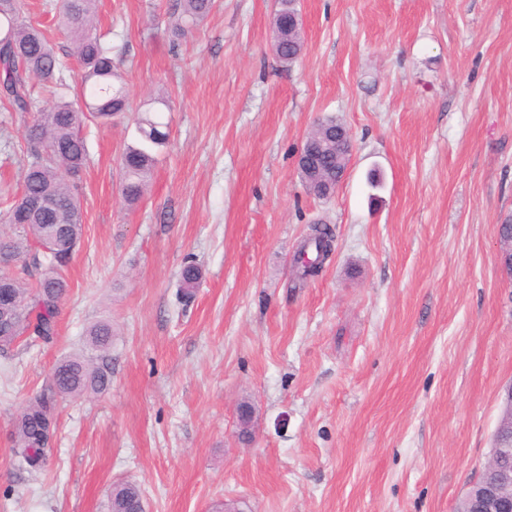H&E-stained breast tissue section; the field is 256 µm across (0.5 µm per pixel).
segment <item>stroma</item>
Here are the masks:
<instances>
[{"label":"stroma","mask_w":512,"mask_h":512,"mask_svg":"<svg viewBox=\"0 0 512 512\" xmlns=\"http://www.w3.org/2000/svg\"><path fill=\"white\" fill-rule=\"evenodd\" d=\"M174 5L98 2L131 108L83 125L56 340L0 350V512H106L122 481L147 512H457L512 383L496 248L512 217V0H300L287 66L275 0H215L184 37ZM154 98L169 141L129 206L119 162ZM328 116L354 150L318 199L297 152ZM25 160L0 107V232ZM317 220L336 247L300 284L293 255ZM99 321L110 385L63 399L45 469L19 468L16 417ZM279 3L280 8L273 19V50L280 62L290 64L302 53L303 34H300V28L288 30V11L298 14L296 0H280Z\"/></svg>","instance_id":"stroma-1"}]
</instances>
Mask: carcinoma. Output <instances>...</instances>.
Listing matches in <instances>:
<instances>
[{"label":"carcinoma","instance_id":"cac0c4a2","mask_svg":"<svg viewBox=\"0 0 512 512\" xmlns=\"http://www.w3.org/2000/svg\"><path fill=\"white\" fill-rule=\"evenodd\" d=\"M214 0H177L175 35L183 36L197 26L212 10ZM297 12L296 0H280L273 19V50L284 64L297 60L304 40L300 30L288 28V13ZM97 0H60L56 10V29L72 44V56L82 71V97H70L65 67L57 57L47 31L29 18L27 0H0V100L23 123L27 161L23 167L20 195L9 202L8 223L29 199L48 196L56 201L54 209L32 213L27 223L18 224L23 236L0 234V253L23 258L24 242L31 241L43 250L33 256L38 277L29 283L28 264L20 269L0 268V279L10 281L13 291L24 303L13 327L0 329V348L8 347L22 336L44 343L58 333L61 304L68 292L62 272L76 253L83 229L78 183L89 157L81 126L87 117L103 123L128 111V92L112 57V50L97 33ZM39 82L50 95V104L38 107L32 97L33 83ZM169 110V103L158 98L139 113L136 121L137 143L126 148L120 159L121 179L118 193L132 206L147 191L154 162L153 151L168 140V124L157 113ZM339 122L329 117L320 121L311 145L318 154V177L336 180V169L345 167L348 153L336 150L332 132ZM335 232L328 224L314 223L300 248L306 257L294 255L298 280L304 282L307 267L317 262L322 252L334 247ZM112 325L99 322L86 331L90 354L66 357L57 362L49 383L28 401L14 422L13 452L20 467L41 471L52 452L57 430L58 401L66 397L100 392L109 385L112 359ZM143 494L139 485L121 482L112 487L108 512H141Z\"/></svg>","mask_w":512,"mask_h":512}]
</instances>
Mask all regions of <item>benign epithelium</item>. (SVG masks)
I'll return each instance as SVG.
<instances>
[{
	"instance_id": "7a95c632",
	"label": "benign epithelium",
	"mask_w": 512,
	"mask_h": 512,
	"mask_svg": "<svg viewBox=\"0 0 512 512\" xmlns=\"http://www.w3.org/2000/svg\"><path fill=\"white\" fill-rule=\"evenodd\" d=\"M462 501L470 512H512V387L494 431L491 457Z\"/></svg>"
}]
</instances>
